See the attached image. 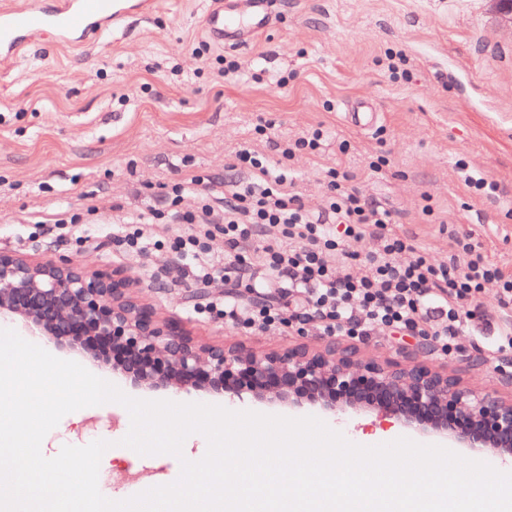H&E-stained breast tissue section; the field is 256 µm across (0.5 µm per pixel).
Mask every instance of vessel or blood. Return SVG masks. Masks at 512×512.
<instances>
[{
	"label": "vessel or blood",
	"instance_id": "b4317fda",
	"mask_svg": "<svg viewBox=\"0 0 512 512\" xmlns=\"http://www.w3.org/2000/svg\"><path fill=\"white\" fill-rule=\"evenodd\" d=\"M274 0H211L203 32L221 47H240L273 24ZM150 19L152 0H8L0 6V66L19 57L36 39L85 46L130 14Z\"/></svg>",
	"mask_w": 512,
	"mask_h": 512
}]
</instances>
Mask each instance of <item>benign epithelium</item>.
Wrapping results in <instances>:
<instances>
[{"label":"benign epithelium","instance_id":"benign-epithelium-1","mask_svg":"<svg viewBox=\"0 0 512 512\" xmlns=\"http://www.w3.org/2000/svg\"><path fill=\"white\" fill-rule=\"evenodd\" d=\"M131 279L61 256L0 251V325L88 353L144 391L249 395L274 407L332 415L377 412L420 434L512 456V395L475 390L420 361H365L336 337L259 353L195 342L134 301Z\"/></svg>","mask_w":512,"mask_h":512}]
</instances>
